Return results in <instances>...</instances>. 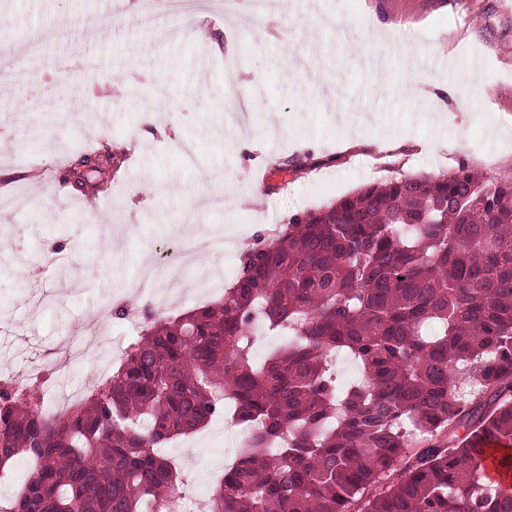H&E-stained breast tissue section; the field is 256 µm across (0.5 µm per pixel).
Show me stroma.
<instances>
[{
    "label": "stroma",
    "mask_w": 512,
    "mask_h": 512,
    "mask_svg": "<svg viewBox=\"0 0 512 512\" xmlns=\"http://www.w3.org/2000/svg\"><path fill=\"white\" fill-rule=\"evenodd\" d=\"M213 43L168 39L162 16L142 25L112 15V0H0V50L18 69L39 70L63 92L30 103L24 85L0 83V190L5 176L26 182L24 208H0V375L56 361L59 390L92 383L112 358L119 320L100 303L123 299L141 269L199 229L230 240L223 259L190 267L180 311L197 293L222 289L254 236L397 176L442 175L460 164L512 176V0H282L280 32L259 33L260 16L228 18L224 0H204ZM396 27L365 42L376 16ZM68 31L66 40L51 32ZM243 59L238 85L258 104L248 124L226 110V55ZM123 95L102 94L114 75ZM418 82L416 97L401 93ZM450 94L425 100L432 85ZM468 101L459 111L458 101ZM190 141L185 165L169 140H143L147 117ZM362 144L345 148L344 137ZM122 147L125 161L101 189L62 190L66 165L88 142ZM300 160V171L282 172ZM90 330L95 357L63 358L68 337ZM217 418L168 448L189 486L208 491L235 454Z\"/></svg>",
    "instance_id": "stroma-1"
}]
</instances>
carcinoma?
<instances>
[{"label":"carcinoma","instance_id":"obj_1","mask_svg":"<svg viewBox=\"0 0 512 512\" xmlns=\"http://www.w3.org/2000/svg\"><path fill=\"white\" fill-rule=\"evenodd\" d=\"M112 149L79 154L83 188ZM512 177L401 176L256 236L224 297L145 326L57 419L0 381V512H176L159 452L224 415L246 430L206 512H512L480 440L512 446ZM260 319L287 341L255 360ZM343 353L358 376L342 381ZM464 429L465 437L457 430ZM400 478L393 480L394 473ZM370 495H365V492Z\"/></svg>","mask_w":512,"mask_h":512}]
</instances>
